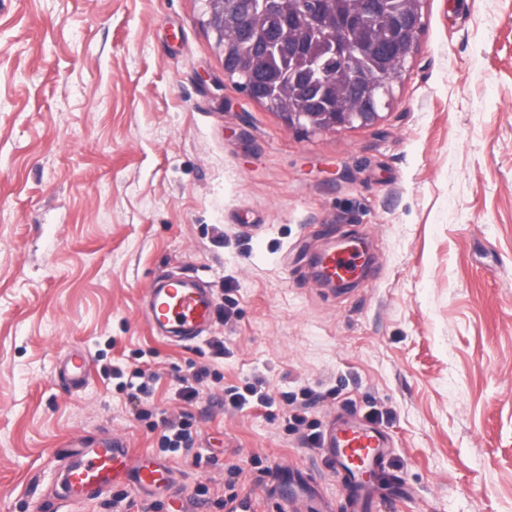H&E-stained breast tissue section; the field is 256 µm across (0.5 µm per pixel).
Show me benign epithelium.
I'll use <instances>...</instances> for the list:
<instances>
[{"label": "benign epithelium", "instance_id": "7a95c632", "mask_svg": "<svg viewBox=\"0 0 512 512\" xmlns=\"http://www.w3.org/2000/svg\"><path fill=\"white\" fill-rule=\"evenodd\" d=\"M207 24L215 31L219 46H224V29L245 28L243 17L225 12L224 0H205ZM361 15L382 22L394 33L392 45L380 46L361 41L354 45L339 42L326 31L333 42V51L345 69L342 81L349 95L336 104L334 112H290L288 101L281 102L285 112L281 118L289 128L303 127L313 131H330L338 128L370 125L377 121L379 113L361 112L355 98L360 95L370 100L390 97L391 85L401 78L416 50L419 35L421 0H359Z\"/></svg>", "mask_w": 512, "mask_h": 512}]
</instances>
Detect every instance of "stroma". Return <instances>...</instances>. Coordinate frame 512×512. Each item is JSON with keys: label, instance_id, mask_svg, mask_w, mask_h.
Returning <instances> with one entry per match:
<instances>
[{"label": "stroma", "instance_id": "stroma-1", "mask_svg": "<svg viewBox=\"0 0 512 512\" xmlns=\"http://www.w3.org/2000/svg\"><path fill=\"white\" fill-rule=\"evenodd\" d=\"M207 19L204 0H0V512H55V453L103 433L166 457L158 512L233 493L281 512L285 481L304 512H345L289 422L344 410L393 439L381 512H512V0H422L388 107L335 131L246 97ZM344 235L372 262L338 292L311 260ZM172 273L213 290L198 343L144 319ZM74 350L78 391L56 371ZM139 368L158 375L143 402ZM257 376L269 406H225ZM145 403L191 416L193 456L160 453ZM209 370L201 368L197 370L191 380L186 378L182 380V386L178 391V395L184 401L190 402L196 399L203 391L204 382L209 377Z\"/></svg>", "mask_w": 512, "mask_h": 512}]
</instances>
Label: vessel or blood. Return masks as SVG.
<instances>
[{
    "instance_id": "b4317fda",
    "label": "vessel or blood",
    "mask_w": 512,
    "mask_h": 512,
    "mask_svg": "<svg viewBox=\"0 0 512 512\" xmlns=\"http://www.w3.org/2000/svg\"><path fill=\"white\" fill-rule=\"evenodd\" d=\"M364 262L358 248L347 247L327 253L324 273L346 280L356 275ZM213 295L206 285L179 276L159 279L149 288L143 315L153 333L173 342H197L213 322ZM89 363L78 351L69 353L59 371L72 386H84ZM77 449L57 457L58 479L64 498L76 504L123 485L135 492L168 489L171 467L166 460H134L119 439L95 437L76 443ZM330 468L347 492L350 512H375L382 487L391 485L387 469L388 436L375 427L349 418H338L323 440Z\"/></svg>"
}]
</instances>
